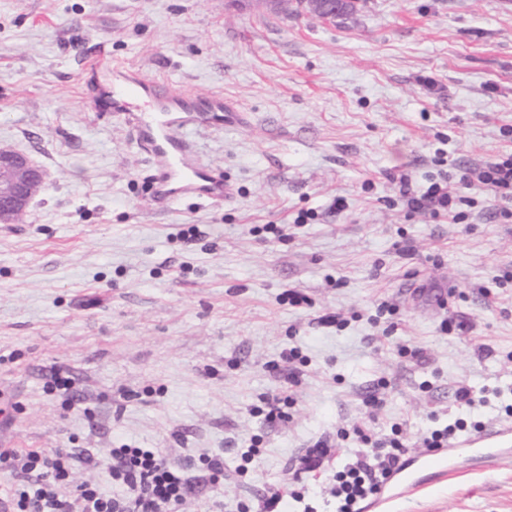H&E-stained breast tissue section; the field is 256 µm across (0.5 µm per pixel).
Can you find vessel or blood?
I'll use <instances>...</instances> for the list:
<instances>
[{
	"mask_svg": "<svg viewBox=\"0 0 512 512\" xmlns=\"http://www.w3.org/2000/svg\"><path fill=\"white\" fill-rule=\"evenodd\" d=\"M86 85L94 111H110L133 132V140L154 171L155 205L172 207L185 198L213 202L231 200L234 189L224 171L200 162L188 132L199 127L242 124L244 116L223 97H202L173 89L137 71L113 68L96 58L86 69ZM474 450V461L491 468L512 450V425L482 431L463 440ZM461 472L439 452L414 458L412 467L398 471L403 494L414 495L431 481H450Z\"/></svg>",
	"mask_w": 512,
	"mask_h": 512,
	"instance_id": "obj_1",
	"label": "vessel or blood"
}]
</instances>
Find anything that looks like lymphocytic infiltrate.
<instances>
[{"label": "lymphocytic infiltrate", "instance_id": "obj_1", "mask_svg": "<svg viewBox=\"0 0 512 512\" xmlns=\"http://www.w3.org/2000/svg\"><path fill=\"white\" fill-rule=\"evenodd\" d=\"M434 164L437 171L422 191L413 190L409 175L398 177V201L407 214L444 217L460 224L467 220L479 190L492 196L494 217L512 220V152L452 175L446 169L448 153L440 148ZM364 404V417L352 428L356 448L328 489L336 512H363L364 503L381 492L406 454L403 423H393L386 434L375 432L382 401L371 393ZM73 458V453L60 448H1L0 462L15 474L0 499L8 512H172L190 489L183 468L162 448L112 449L104 476L121 488V495L115 497L104 496L92 483L68 489Z\"/></svg>", "mask_w": 512, "mask_h": 512}]
</instances>
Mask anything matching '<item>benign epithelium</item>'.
<instances>
[{"label":"benign epithelium","mask_w":512,"mask_h":512,"mask_svg":"<svg viewBox=\"0 0 512 512\" xmlns=\"http://www.w3.org/2000/svg\"><path fill=\"white\" fill-rule=\"evenodd\" d=\"M47 181L46 171L28 154L0 151V224L16 223Z\"/></svg>","instance_id":"benign-epithelium-1"}]
</instances>
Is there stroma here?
<instances>
[{"mask_svg":"<svg viewBox=\"0 0 512 512\" xmlns=\"http://www.w3.org/2000/svg\"><path fill=\"white\" fill-rule=\"evenodd\" d=\"M358 5L322 20L229 0H0V143L49 174L25 223L0 224L1 444L99 461L124 444L169 449L192 477L173 512H238L296 474L306 503L334 512L321 495L330 467L300 474L297 459L339 440L379 378V424L412 418L411 443L458 386L512 385V281L495 283L512 271V223L485 211L448 224L386 202L391 175L425 185L438 147L460 169L512 148V0ZM95 56L245 113L244 126L192 134L233 200L150 205L128 127L85 100ZM310 208L314 220L292 225ZM285 223L283 240L263 230ZM292 287L311 306L279 303ZM384 299L397 316H376ZM326 312L346 327L320 324ZM446 319L466 332L442 333ZM291 347L305 374L271 426L252 409L281 387L272 365ZM54 367L74 375L73 393L46 392ZM255 434L264 451L234 479ZM205 452L223 453V477L199 468ZM389 510L512 512V457Z\"/></svg>","mask_w":512,"mask_h":512,"instance_id":"obj_1","label":"stroma"}]
</instances>
